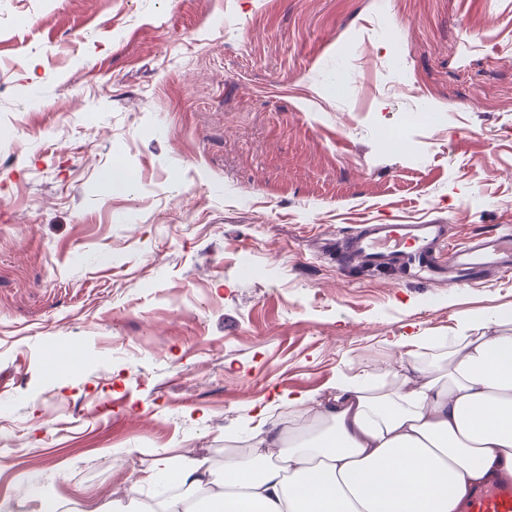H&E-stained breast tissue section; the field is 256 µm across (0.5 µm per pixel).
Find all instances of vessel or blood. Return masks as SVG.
Masks as SVG:
<instances>
[{"label": "vessel or blood", "instance_id": "1", "mask_svg": "<svg viewBox=\"0 0 512 512\" xmlns=\"http://www.w3.org/2000/svg\"><path fill=\"white\" fill-rule=\"evenodd\" d=\"M342 257L369 269H396L427 285L463 286L476 275L512 272V229H494L459 246H449L444 224H365L342 243ZM462 512H512V483L492 482L466 500Z\"/></svg>", "mask_w": 512, "mask_h": 512}]
</instances>
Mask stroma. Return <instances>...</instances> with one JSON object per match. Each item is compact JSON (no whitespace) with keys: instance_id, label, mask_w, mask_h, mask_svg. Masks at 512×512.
<instances>
[{"instance_id":"1","label":"stroma","mask_w":512,"mask_h":512,"mask_svg":"<svg viewBox=\"0 0 512 512\" xmlns=\"http://www.w3.org/2000/svg\"><path fill=\"white\" fill-rule=\"evenodd\" d=\"M401 219L512 225V0H0V502L127 503L512 318V274L344 263Z\"/></svg>"}]
</instances>
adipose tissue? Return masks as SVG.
Segmentation results:
<instances>
[{
  "label": "adipose tissue",
  "instance_id": "obj_1",
  "mask_svg": "<svg viewBox=\"0 0 512 512\" xmlns=\"http://www.w3.org/2000/svg\"><path fill=\"white\" fill-rule=\"evenodd\" d=\"M504 318L469 323L448 345V365L425 369L418 352L394 368L393 387L338 382L316 398L286 391L301 429L259 426L263 470L237 457L215 471L207 457L159 455L130 489L133 512H182L184 499H144L167 482L202 492L192 512H458L472 491L512 480V332Z\"/></svg>",
  "mask_w": 512,
  "mask_h": 512
}]
</instances>
